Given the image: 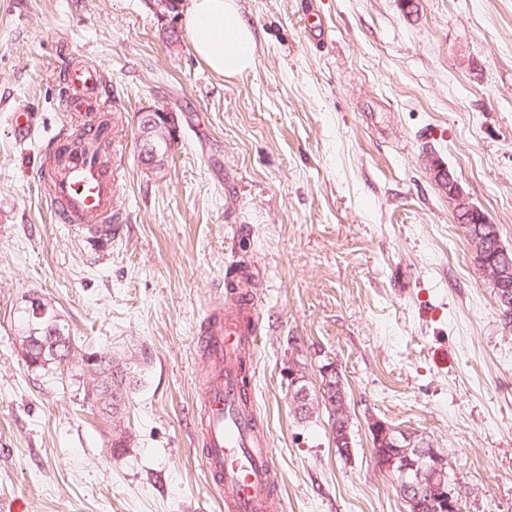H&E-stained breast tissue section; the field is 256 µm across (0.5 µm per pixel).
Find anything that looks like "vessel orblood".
<instances>
[{"label":"vessel or blood","instance_id":"b4317fda","mask_svg":"<svg viewBox=\"0 0 512 512\" xmlns=\"http://www.w3.org/2000/svg\"><path fill=\"white\" fill-rule=\"evenodd\" d=\"M63 108L88 118L81 147L61 127L43 150L39 178L55 223L88 228L108 225L114 215L112 165L101 148L111 144L100 75L75 62L66 70ZM254 309L249 299L226 308H208L199 338L201 398L196 406L199 444L209 479L224 512H278L279 483L275 453L253 397L247 373L255 356Z\"/></svg>","mask_w":512,"mask_h":512}]
</instances>
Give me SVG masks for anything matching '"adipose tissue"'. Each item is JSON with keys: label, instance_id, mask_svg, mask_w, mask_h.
Here are the masks:
<instances>
[{"label": "adipose tissue", "instance_id": "1", "mask_svg": "<svg viewBox=\"0 0 512 512\" xmlns=\"http://www.w3.org/2000/svg\"><path fill=\"white\" fill-rule=\"evenodd\" d=\"M185 21L196 57L216 74L235 77L254 62L253 30L237 0H189Z\"/></svg>", "mask_w": 512, "mask_h": 512}]
</instances>
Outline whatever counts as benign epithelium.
<instances>
[{
    "instance_id": "7a95c632",
    "label": "benign epithelium",
    "mask_w": 512,
    "mask_h": 512,
    "mask_svg": "<svg viewBox=\"0 0 512 512\" xmlns=\"http://www.w3.org/2000/svg\"><path fill=\"white\" fill-rule=\"evenodd\" d=\"M163 27L171 32L176 30L177 2L161 0L152 4ZM141 132L139 146L143 155L150 158V166L160 168L168 158L172 146L179 135V125L173 112H157L148 109L140 113ZM428 169L440 186L448 192L454 205L457 219L465 224H487L488 218L470 201L469 195L437 161L431 160ZM41 344V339L33 337L19 345V352L25 363L36 368L48 364L45 357L31 358L28 349L32 344ZM375 447L391 445L397 448L396 459L399 466L392 474V480L402 496L413 490H426L431 496L437 512H458L461 507V492L456 478L448 471L447 458L436 449L428 446V441L420 439L414 432L394 428L382 421L370 424Z\"/></svg>"
}]
</instances>
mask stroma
<instances>
[{
    "instance_id": "1",
    "label": "stroma",
    "mask_w": 512,
    "mask_h": 512,
    "mask_svg": "<svg viewBox=\"0 0 512 512\" xmlns=\"http://www.w3.org/2000/svg\"><path fill=\"white\" fill-rule=\"evenodd\" d=\"M255 60L211 72L145 0H0V500L23 512H222L197 446L196 338L260 295L251 387L280 472L281 512H404L369 425L426 436L462 512H512V330L436 159L512 250V0H238ZM97 66L121 131L111 243L52 223L38 182L61 127L64 70ZM25 106L35 131H14ZM175 112L164 166L139 158L138 114ZM76 350L29 368L30 296ZM111 356L125 405L92 407L82 357ZM338 369L350 456L321 404ZM305 387L310 410L293 396ZM123 447H115V440Z\"/></svg>"
}]
</instances>
